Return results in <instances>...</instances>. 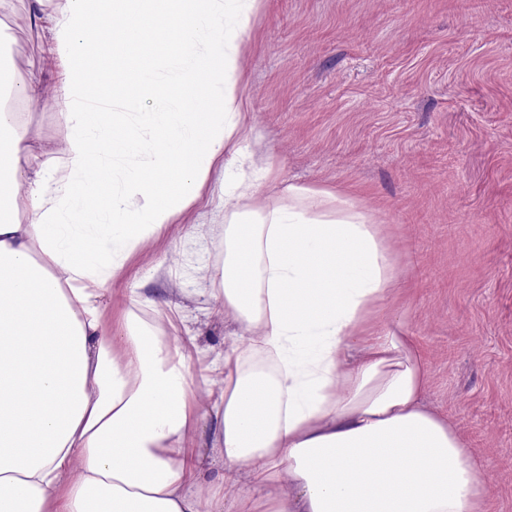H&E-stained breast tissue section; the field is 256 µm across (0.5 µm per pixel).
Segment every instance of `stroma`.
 Masks as SVG:
<instances>
[{"mask_svg":"<svg viewBox=\"0 0 512 512\" xmlns=\"http://www.w3.org/2000/svg\"><path fill=\"white\" fill-rule=\"evenodd\" d=\"M36 0L0 11V101L38 74L26 125L35 151L63 133L64 64ZM242 91L272 169L262 198L301 184L351 197L385 225L402 271L385 314L421 347L425 403L483 468L486 512H512V0H263ZM195 210L133 255L102 300L103 333L123 321L168 347L194 337L195 395L220 394L206 365L234 347L212 279L224 236L194 239Z\"/></svg>","mask_w":512,"mask_h":512,"instance_id":"1","label":"stroma"}]
</instances>
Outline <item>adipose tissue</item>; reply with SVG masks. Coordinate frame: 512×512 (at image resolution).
Segmentation results:
<instances>
[{"label":"adipose tissue","mask_w":512,"mask_h":512,"mask_svg":"<svg viewBox=\"0 0 512 512\" xmlns=\"http://www.w3.org/2000/svg\"><path fill=\"white\" fill-rule=\"evenodd\" d=\"M261 0H54L66 56L61 148H31L0 108V512H480L481 462L428 411L426 370L382 315L400 273L349 197L289 185L284 204L225 191L224 311L246 339L207 410L220 485L186 446L188 364L102 298L139 247L250 150L241 51ZM182 22L172 53L146 39ZM132 42L108 50L97 33ZM202 60L173 69L170 57ZM215 112H142L145 99ZM103 109L92 112L90 100ZM378 327H371V320Z\"/></svg>","instance_id":"1"}]
</instances>
